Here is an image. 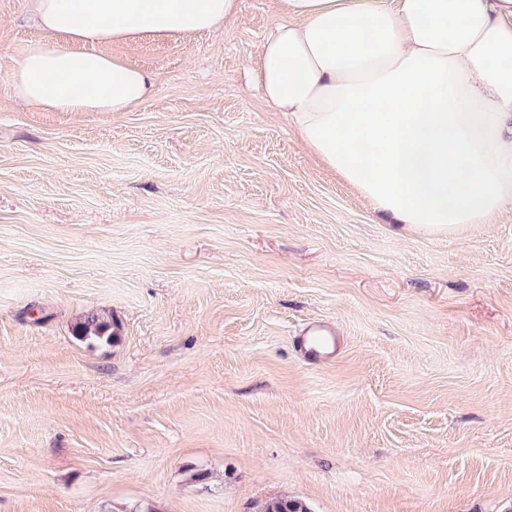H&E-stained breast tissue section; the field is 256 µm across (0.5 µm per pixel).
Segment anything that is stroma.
I'll use <instances>...</instances> for the list:
<instances>
[{"mask_svg":"<svg viewBox=\"0 0 512 512\" xmlns=\"http://www.w3.org/2000/svg\"><path fill=\"white\" fill-rule=\"evenodd\" d=\"M31 10L0 0V512H512V211L418 234L321 166L254 83L277 0L103 45L155 77L132 112L16 100ZM110 328V322L101 320L98 316L92 315L77 326L75 336H78L80 339L107 343L114 337ZM298 347L309 363L331 361L341 346L340 337L333 328L323 322H312L298 337Z\"/></svg>","mask_w":512,"mask_h":512,"instance_id":"1","label":"stroma"}]
</instances>
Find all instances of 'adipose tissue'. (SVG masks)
Listing matches in <instances>:
<instances>
[{
  "instance_id": "obj_1",
  "label": "adipose tissue",
  "mask_w": 512,
  "mask_h": 512,
  "mask_svg": "<svg viewBox=\"0 0 512 512\" xmlns=\"http://www.w3.org/2000/svg\"><path fill=\"white\" fill-rule=\"evenodd\" d=\"M253 76L318 161L419 234L512 210V0H278ZM239 0H33L13 71L45 112H130L149 71L102 45L223 26ZM56 75L46 85L45 75Z\"/></svg>"
}]
</instances>
